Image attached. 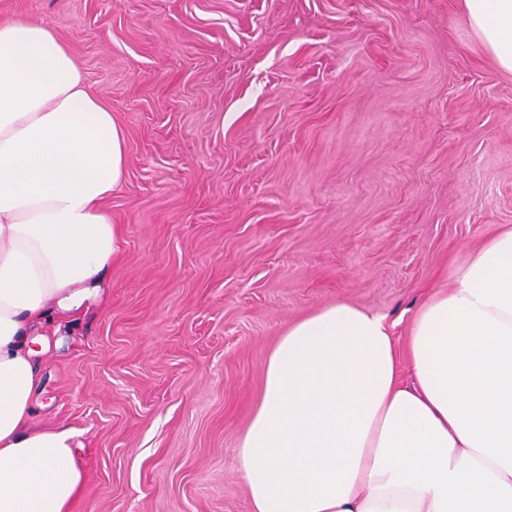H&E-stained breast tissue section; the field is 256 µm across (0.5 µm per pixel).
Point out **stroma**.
<instances>
[{
	"label": "stroma",
	"mask_w": 512,
	"mask_h": 512,
	"mask_svg": "<svg viewBox=\"0 0 512 512\" xmlns=\"http://www.w3.org/2000/svg\"><path fill=\"white\" fill-rule=\"evenodd\" d=\"M121 124L123 231L46 327L32 426L74 433L75 512H251L239 439L270 350L345 301L404 338L512 225V73L460 0H0Z\"/></svg>",
	"instance_id": "35a3bbf8"
}]
</instances>
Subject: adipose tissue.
<instances>
[{"label": "adipose tissue", "instance_id": "1", "mask_svg": "<svg viewBox=\"0 0 512 512\" xmlns=\"http://www.w3.org/2000/svg\"><path fill=\"white\" fill-rule=\"evenodd\" d=\"M512 72V0H461ZM126 138L48 25L0 14V512H72L69 429L30 427L34 332L120 254ZM414 313L336 302L269 352L240 439L252 512H512V226Z\"/></svg>", "mask_w": 512, "mask_h": 512}]
</instances>
